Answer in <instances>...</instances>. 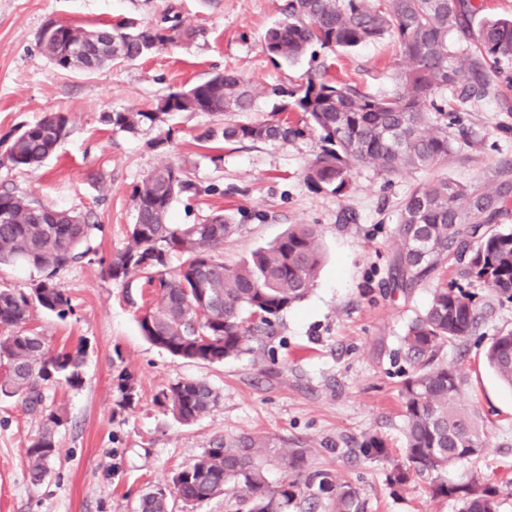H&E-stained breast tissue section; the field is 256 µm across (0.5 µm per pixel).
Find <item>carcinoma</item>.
Returning <instances> with one entry per match:
<instances>
[{
    "label": "carcinoma",
    "mask_w": 512,
    "mask_h": 512,
    "mask_svg": "<svg viewBox=\"0 0 512 512\" xmlns=\"http://www.w3.org/2000/svg\"><path fill=\"white\" fill-rule=\"evenodd\" d=\"M285 18L268 29L266 51L284 63L296 62L311 46L348 50L391 37L399 51L395 78L399 89L378 96L319 71L294 89L273 87L280 113L262 122H242L259 92L228 70L186 90L158 99L149 112H108L103 121L131 131L142 123L163 124L176 112H208L224 117L201 139L213 143L288 142L309 129L318 133L321 151L305 170L315 192L338 198L354 188L353 171L370 166L392 176L433 170L448 164L458 139L466 138L461 104L495 90L492 74L512 64V20H486L473 29L479 7L473 0H288ZM81 28L60 26L40 35V45L61 71L93 72L112 60H134L196 37V30L175 22L167 27H136L118 22L97 30L89 54H73L69 41ZM297 109L305 126L286 112ZM69 119L50 113L7 141L5 156L17 168H35L56 151ZM193 188L180 167L155 169L135 187V223L124 250L107 264L108 276L124 281L140 275L157 288L159 305L145 312L139 325L145 338L171 356L193 362L220 363L252 352L273 335L276 321L304 300L314 286L322 255L317 230L308 224L288 229L248 260L227 264L217 253L234 224L215 213L198 224H174L171 209L178 194ZM0 264L24 262L41 273L28 292L0 288V395L20 399L38 414L42 430L26 448L32 484L44 481L56 455L54 432L60 410L47 400L50 385L78 388L83 383L84 352L53 348L48 339L26 329L34 307L60 315L70 298L56 276L91 252L83 248L92 230L80 214L49 211L13 193H0ZM393 257V287L406 292L447 265L469 284L477 282L512 300V177L489 187L463 186L446 178L416 186L400 209ZM178 252L184 261L169 267ZM484 319L475 296L460 284L434 288L422 314L404 337L411 372L403 380L404 453L391 463L386 481L401 487L412 480L428 483L431 498L453 499L459 512H499L503 490L478 472L466 479H445L448 467L462 458L482 456L486 434L462 401L463 375L456 366L436 361L445 343L472 335ZM486 359L499 378L512 386V329L492 338ZM156 402L183 424H191L218 403L217 391L200 379L180 380L161 391ZM373 458L387 457L385 439L370 434L361 443ZM277 453L283 466L303 470L310 448L276 452L266 436L241 433L215 440L169 487L145 494L140 512H171L170 502L194 506L217 496L231 512H290L322 494L334 512H367L368 501L339 475L320 472L304 486H270L264 459Z\"/></svg>",
    "instance_id": "carcinoma-1"
}]
</instances>
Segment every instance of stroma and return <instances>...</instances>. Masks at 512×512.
<instances>
[{
    "label": "stroma",
    "mask_w": 512,
    "mask_h": 512,
    "mask_svg": "<svg viewBox=\"0 0 512 512\" xmlns=\"http://www.w3.org/2000/svg\"><path fill=\"white\" fill-rule=\"evenodd\" d=\"M286 0H0V139L50 112L69 118L54 155L34 169L0 161V192L90 216L99 230L91 259L57 278L69 295L65 317L34 309L29 329L53 347L85 343L82 388L47 391L64 422L55 431L57 455L40 485L28 475L25 450L42 427L39 415L0 396V512H137L142 495L168 483L212 441L244 432L273 439L277 448L305 446L308 471L340 474L369 502L368 512H458L451 499H431L427 483L389 488L385 474L403 448L399 386L410 366L403 337L427 307L438 283L454 271L395 290L392 260L396 221L407 194L434 179V172L383 177L369 166L353 173L344 199L314 192L304 172L320 150L317 133L287 143H245L211 149L199 136L223 119L184 112L165 124L121 131L104 113L152 109L157 98L227 69L260 89L249 121L268 119L275 86L295 87L310 73L328 69L353 79L371 94L397 91L398 59L392 39L345 53L310 47L294 64L266 52L267 30L282 20ZM177 17L197 29L196 39L112 63L96 73L63 72L44 54L39 35L49 23L99 27L115 20L164 25ZM495 94L466 104L470 141L461 143L443 173L462 184H490L512 163V66L495 77ZM173 164L188 170L191 191L174 201L178 224H196L216 212L235 231L220 253L235 264L277 239L289 225L317 230L325 262L314 288L279 318L261 352L204 364L175 358L143 336L142 310L157 295L140 277L110 279L105 259L122 251L135 222L134 188L154 169ZM487 308L474 336L450 343L439 361L457 366L464 399L487 434L479 461L460 460L449 477L473 469L485 480L512 479V389L486 364L484 351L498 331L512 328V302L492 290L471 287ZM132 379L131 404L119 407V374ZM187 378L206 380L220 393L218 405L190 425L155 402L164 388ZM376 432L390 460L366 456L360 444Z\"/></svg>",
    "instance_id": "stroma-1"
}]
</instances>
